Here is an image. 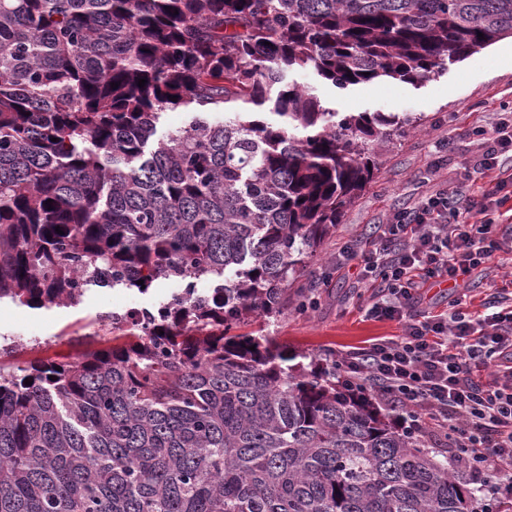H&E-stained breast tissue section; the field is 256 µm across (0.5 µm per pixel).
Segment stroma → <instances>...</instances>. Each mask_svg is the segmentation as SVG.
<instances>
[{
	"instance_id": "stroma-1",
	"label": "stroma",
	"mask_w": 512,
	"mask_h": 512,
	"mask_svg": "<svg viewBox=\"0 0 512 512\" xmlns=\"http://www.w3.org/2000/svg\"><path fill=\"white\" fill-rule=\"evenodd\" d=\"M498 50L494 44L447 63L442 72L417 85L387 79L341 89L315 82L305 70L289 72V82L314 87L327 109L416 117L420 125L380 147L378 171L318 248L304 275L315 283L317 306L303 313L289 305L273 322L255 316L246 332L269 335L289 350L316 355L401 334L398 322L366 319L364 308L374 290L358 282L356 269L345 268L327 281L320 275L325 266L336 262L345 242L367 240L389 212L417 198L425 178L454 181L458 166L473 153L465 132L474 119L491 125L498 113L512 111V64L497 60ZM500 288L512 292V256L506 254L499 255L488 272L471 275L463 309L474 316L481 314L485 298ZM182 289V282L160 280L145 293L122 286L94 287L75 307L31 308L1 302L0 339L15 338L19 345L0 363L11 367L34 359L65 360L115 341L125 342V335H113L111 326L99 323L100 314L119 304L156 307L170 302Z\"/></svg>"
}]
</instances>
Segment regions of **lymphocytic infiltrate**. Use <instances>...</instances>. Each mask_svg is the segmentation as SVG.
I'll list each match as a JSON object with an SVG mask.
<instances>
[{
	"label": "lymphocytic infiltrate",
	"instance_id": "lymphocytic-infiltrate-1",
	"mask_svg": "<svg viewBox=\"0 0 512 512\" xmlns=\"http://www.w3.org/2000/svg\"><path fill=\"white\" fill-rule=\"evenodd\" d=\"M478 142L455 191L437 188L392 211L371 237L347 244L361 280L375 289L367 317L397 320L402 335L379 338L336 358L340 382L399 407L416 429L431 428L474 471L512 479V298L495 292L482 315L417 308L425 285L450 283L512 252V118L474 123ZM486 181L480 194L464 185ZM487 378H479L480 370Z\"/></svg>",
	"mask_w": 512,
	"mask_h": 512
}]
</instances>
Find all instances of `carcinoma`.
<instances>
[{
  "label": "carcinoma",
  "mask_w": 512,
  "mask_h": 512,
  "mask_svg": "<svg viewBox=\"0 0 512 512\" xmlns=\"http://www.w3.org/2000/svg\"><path fill=\"white\" fill-rule=\"evenodd\" d=\"M507 37L512 0H0V302L186 282L135 342L0 367V512H512L335 354L239 332L412 124L288 72L414 83Z\"/></svg>",
  "instance_id": "cac0c4a2"
}]
</instances>
